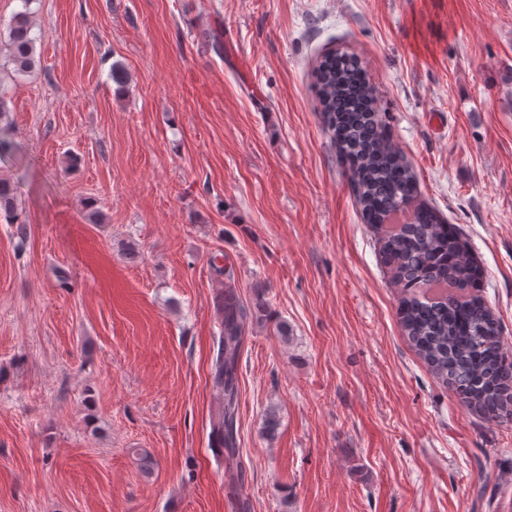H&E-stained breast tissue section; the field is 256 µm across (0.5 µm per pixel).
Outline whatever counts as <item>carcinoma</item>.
<instances>
[{"label":"carcinoma","mask_w":512,"mask_h":512,"mask_svg":"<svg viewBox=\"0 0 512 512\" xmlns=\"http://www.w3.org/2000/svg\"><path fill=\"white\" fill-rule=\"evenodd\" d=\"M9 26V62L18 73L35 66L32 0ZM314 84L325 130L345 163L366 223L383 226L405 205L413 220L381 238V253L401 288L399 320L415 353L448 385L460 404L486 420L512 422V345L479 294L481 270L457 230L416 204V177L376 105V90L353 53L324 55ZM17 210L12 183L0 178V211ZM220 349L211 367L222 408L211 420L213 443L229 454L236 445L238 362L248 310L236 287L218 296Z\"/></svg>","instance_id":"1"}]
</instances>
